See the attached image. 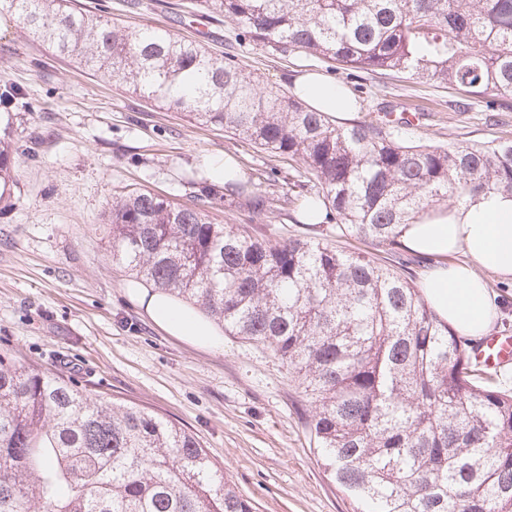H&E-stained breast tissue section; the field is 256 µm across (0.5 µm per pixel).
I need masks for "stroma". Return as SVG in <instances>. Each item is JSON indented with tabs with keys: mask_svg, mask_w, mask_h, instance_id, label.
Segmentation results:
<instances>
[{
	"mask_svg": "<svg viewBox=\"0 0 512 512\" xmlns=\"http://www.w3.org/2000/svg\"><path fill=\"white\" fill-rule=\"evenodd\" d=\"M112 18L233 51L246 72L288 87L300 74L345 82L344 70L301 55H271L236 39V22L191 13L190 0H86ZM0 79L22 90L12 110L23 141L38 144L21 159L10 206L0 211V351L73 379L107 401L148 408L194 434L224 466L256 512H353L354 504L323 466L310 440L307 404L288 370L263 346L228 336L220 348L195 345L156 326L128 289L131 274L112 265L102 219L112 197L146 188L191 204L190 180L210 177L231 158L287 190L289 160L269 156L232 133L189 121L126 93L48 52L8 17L0 18ZM351 117L416 112L408 139L431 143L512 140V107L487 122L479 105L460 110L459 90L396 77L364 76ZM40 104L26 111L27 102ZM218 224H245L322 238L332 224L306 226L287 213L253 219L235 204L210 213Z\"/></svg>",
	"mask_w": 512,
	"mask_h": 512,
	"instance_id": "stroma-1",
	"label": "stroma"
}]
</instances>
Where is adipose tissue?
Here are the masks:
<instances>
[{"label":"adipose tissue","instance_id":"1","mask_svg":"<svg viewBox=\"0 0 512 512\" xmlns=\"http://www.w3.org/2000/svg\"><path fill=\"white\" fill-rule=\"evenodd\" d=\"M293 86L319 111L336 114L352 109L348 92L326 79L302 75ZM398 234L406 250L432 264L421 286L437 316L460 335L485 336L499 311L484 275L512 279V197H471L430 212L418 223L399 225ZM134 295L153 323L168 334L194 344L223 346L219 327L195 307L145 283L135 285Z\"/></svg>","mask_w":512,"mask_h":512}]
</instances>
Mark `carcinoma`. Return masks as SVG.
<instances>
[{
    "label": "carcinoma",
    "instance_id": "cac0c4a2",
    "mask_svg": "<svg viewBox=\"0 0 512 512\" xmlns=\"http://www.w3.org/2000/svg\"><path fill=\"white\" fill-rule=\"evenodd\" d=\"M240 39L361 74L452 85L512 100V0H195ZM52 52L200 125L296 162L288 192L259 173L224 187L262 221L325 207L339 250L302 234L215 224L224 187L179 205L138 188L112 199V264L175 293L269 348L306 397V423L330 475L359 512H512V390L479 345L428 308L416 276L381 262L395 228L468 196L512 195V141L415 143L412 125L337 124L293 90L255 78L235 55L151 26L118 23L78 0H0ZM21 90L0 83L8 108ZM13 115L0 127V203L17 187ZM0 512H254L197 438L133 404L103 401L0 352Z\"/></svg>",
    "mask_w": 512,
    "mask_h": 512
}]
</instances>
